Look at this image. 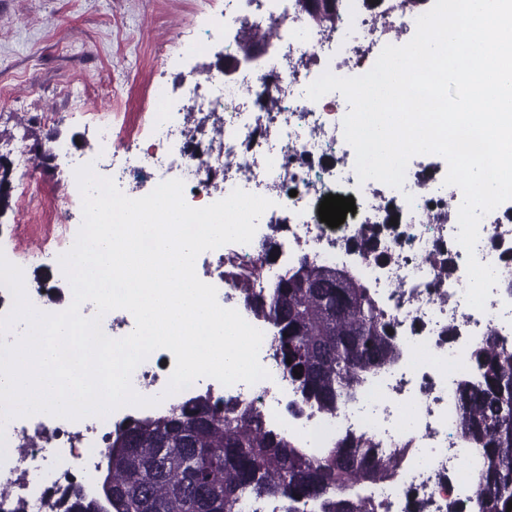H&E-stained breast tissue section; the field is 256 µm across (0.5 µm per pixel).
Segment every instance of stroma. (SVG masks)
<instances>
[{
    "label": "stroma",
    "mask_w": 512,
    "mask_h": 512,
    "mask_svg": "<svg viewBox=\"0 0 512 512\" xmlns=\"http://www.w3.org/2000/svg\"><path fill=\"white\" fill-rule=\"evenodd\" d=\"M224 2L0 0V153L12 163L13 196L35 143L58 136V157L44 166V178L79 230L82 198L68 191L71 169L102 127L112 129L117 168L130 140L149 141L151 88L162 84L179 97L183 74L214 65L224 49L213 34ZM202 41L205 58L189 54Z\"/></svg>",
    "instance_id": "obj_1"
}]
</instances>
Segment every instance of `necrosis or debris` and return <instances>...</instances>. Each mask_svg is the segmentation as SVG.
<instances>
[{"instance_id":"obj_1","label":"necrosis or debris","mask_w":512,"mask_h":512,"mask_svg":"<svg viewBox=\"0 0 512 512\" xmlns=\"http://www.w3.org/2000/svg\"><path fill=\"white\" fill-rule=\"evenodd\" d=\"M224 13V52L242 57L236 35L243 26L267 33V52L230 75L214 74L187 87L185 109H173L164 87L154 90L153 120L160 133L139 150L126 169L129 181L152 184L180 179L185 194L208 206L211 187L223 178L225 192L255 185L272 200L250 243L215 249V270L227 305L233 275L241 269L267 286L272 275L252 268L260 243L281 226L289 249L322 265L340 266L350 243L367 230L378 232V248L366 253L361 270L396 325L401 358L368 376L353 399L336 412H310L287 423L298 447L317 453L336 447L347 434L365 437L382 455L405 449L395 479L373 485L380 512H407L403 501L421 494L424 512H448L452 502L473 504L471 465L477 451L461 435L456 386L472 376L469 354L488 333L512 348V213L487 214L480 224L476 255L493 265L498 283L484 309L469 306L466 252L458 244L461 190H448L435 177L408 166L402 189L377 181L359 182L355 153L345 141L336 93L313 101L307 86L322 73L364 74L384 45H397L402 33L427 10L406 0H339L335 27L314 23L302 0H241ZM219 114L220 137L193 125V115ZM40 197L34 221L24 231L36 250L66 242L69 227L54 190L31 176ZM345 185L365 201L358 222L332 228L309 214L311 201ZM161 349L133 371V390L146 398L165 397L151 408L125 406L105 417L79 420L37 414L16 417L5 426L10 452L0 461V512H65L64 493L80 487L96 498L107 450L99 436L129 416L144 418L189 399L190 390L166 395L169 373L159 364L172 360ZM259 360L268 379L225 386L202 383L219 398L252 403L268 424L279 421L285 380L272 359V339L264 337Z\"/></svg>"}]
</instances>
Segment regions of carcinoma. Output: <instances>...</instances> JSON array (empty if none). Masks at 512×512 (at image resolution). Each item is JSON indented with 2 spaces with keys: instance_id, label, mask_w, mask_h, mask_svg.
<instances>
[{
  "instance_id": "carcinoma-1",
  "label": "carcinoma",
  "mask_w": 512,
  "mask_h": 512,
  "mask_svg": "<svg viewBox=\"0 0 512 512\" xmlns=\"http://www.w3.org/2000/svg\"><path fill=\"white\" fill-rule=\"evenodd\" d=\"M309 12L336 23V0ZM249 311L274 329L273 358L292 405L336 412L372 371L401 355L385 306L353 272L299 259L274 285L235 282ZM475 377L457 396L463 437L483 449L473 464L478 512L512 501V350L490 334L470 353ZM300 375H294V372ZM404 453L385 457L362 436L310 455L270 427L253 404L197 396L154 419L128 417L108 442L100 500L74 488L66 512H236L245 500L275 512H378L369 488L394 478Z\"/></svg>"
}]
</instances>
